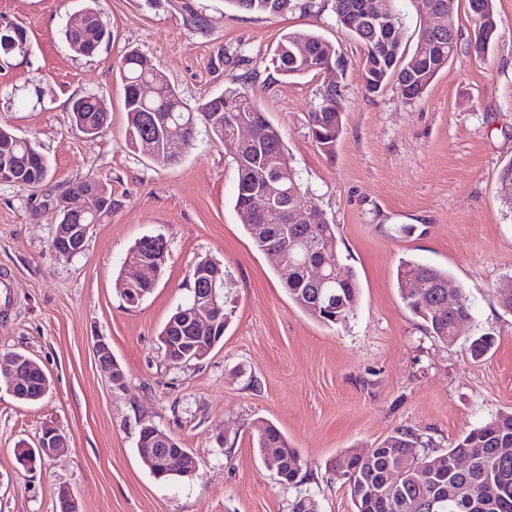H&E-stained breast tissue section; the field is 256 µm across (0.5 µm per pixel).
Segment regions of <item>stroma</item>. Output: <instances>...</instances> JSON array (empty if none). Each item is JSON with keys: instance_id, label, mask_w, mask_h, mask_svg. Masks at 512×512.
Listing matches in <instances>:
<instances>
[{"instance_id": "1", "label": "stroma", "mask_w": 512, "mask_h": 512, "mask_svg": "<svg viewBox=\"0 0 512 512\" xmlns=\"http://www.w3.org/2000/svg\"><path fill=\"white\" fill-rule=\"evenodd\" d=\"M334 0L278 16L238 12L228 0H99L109 33L90 57L63 29L81 0H0V20L22 26L29 50L0 57V126L31 139L49 162L40 188L0 183V352L38 362L47 396L18 403L0 383V512H59L68 488L79 512H353L333 462L368 451L396 430L431 448L454 447L470 430L512 411V312L498 288L512 277V206L498 174L512 161V0H494L500 33L485 57L460 48L422 98L395 84L366 93L363 49L336 22ZM207 20L188 25L189 13ZM313 29L332 41L343 68L288 78L270 54L281 36ZM154 60L189 107L238 86L277 125L307 193L335 224L338 250L356 272V311L319 323L288 297L272 257L259 251L235 208L237 172L222 143L199 136L175 165L129 149L116 72L129 50ZM336 82L345 124L334 156L313 143L309 114ZM104 99L110 124L95 137L75 130L72 101ZM112 191V214L91 225L73 257L52 247L53 206L73 184ZM168 245L156 288L128 306L116 282L145 235ZM231 275L224 338L203 361L168 364L158 334L189 297L201 258ZM449 270L475 318L443 344L404 304L400 261ZM493 338L473 356V337ZM104 337L122 368L115 384L95 356ZM276 425L302 471L281 484L255 450L256 426ZM151 423L191 449L189 478L156 480L137 451ZM67 438L64 452L26 469L20 443L44 426Z\"/></svg>"}]
</instances>
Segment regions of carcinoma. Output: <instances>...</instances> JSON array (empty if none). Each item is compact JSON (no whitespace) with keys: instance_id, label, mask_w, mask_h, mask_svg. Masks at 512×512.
<instances>
[{"instance_id":"1","label":"carcinoma","mask_w":512,"mask_h":512,"mask_svg":"<svg viewBox=\"0 0 512 512\" xmlns=\"http://www.w3.org/2000/svg\"><path fill=\"white\" fill-rule=\"evenodd\" d=\"M239 11L257 15H283L299 7L312 8L310 4L299 5L298 0H229ZM438 8L429 12L418 8L426 18L415 48L408 53L401 44L391 45L394 64L390 68L382 65L386 49V28L400 27V14L394 12L385 23L369 21L357 12L359 0H334V12L338 24L364 47V71L370 80L380 86L393 81L408 99L422 97L439 71L420 72L421 63L416 56L421 44L437 43L448 48V33L458 34L456 27H448V16L454 15L456 0H427ZM85 18L97 27L101 38L108 37L97 9V0H84L80 8ZM478 29L475 38L482 41L483 52L498 36L499 22L494 12L493 0H486V15H476ZM64 40L74 53L91 56L100 43L86 42L81 32L70 25L63 31ZM278 44L293 49L301 45L305 50L324 59L342 58L336 45L313 30H298L285 33ZM270 63L282 75L301 77L305 72L293 65L289 58H272ZM119 78L124 91V110L127 114L125 138L131 150H138V141L146 133L153 135L156 152L151 160L158 166L178 163L195 146L197 125L203 124L207 135L224 144L231 154L237 171V195L235 207L258 208L252 201L247 187L264 183L288 165V151L280 129L266 121L268 135L262 143L253 147L234 140L233 127L225 121V113L213 112L212 99L208 98L194 110L187 107L180 93L168 79L159 84L158 96L144 104L134 100L136 84L153 75L148 57L131 51L118 66ZM224 94L241 101L239 111L234 113L236 121H251L265 113L257 101L246 90L227 88ZM171 116V123L189 125L178 149L174 150L164 127L149 121L152 112ZM72 118L76 128L86 134H99L108 119V108L96 96H84L73 102ZM344 112L342 97L320 92V103L311 112L309 129L315 145L331 156L343 131ZM16 181L22 188H35L45 182L49 164L35 143L24 137L11 148ZM288 184L282 188V198L274 205L261 209L256 225H245L255 246L264 252H284L293 270L283 279L289 299L310 318L325 325L339 324L354 314L359 300V283L355 271L347 265L336 248V225L327 221L310 224L304 228L293 223L292 212L299 205L302 185L295 172L288 170ZM501 193L512 203V162L505 164L499 177ZM324 257L330 263H338L342 275L324 285L309 278L302 266L306 257ZM410 279H417L425 286V301L401 293L406 307L420 317L432 336L448 343L456 339L453 327L457 320L472 318V308L463 288H456L461 303L452 310L439 307L436 299L448 300V285L453 283L448 270L422 264L412 260L401 262L397 271L399 289ZM334 296L340 308L318 313L317 300ZM255 448L264 454L267 448H277L281 453L283 472L280 479L291 483L295 473L302 470L301 460L279 428L269 423L256 430ZM466 456L469 467L454 468L452 460ZM401 460L410 461L408 468L396 486L389 482V475ZM337 479L350 490L354 512H512V412L499 414L486 424L465 435L455 447L442 453L432 454L425 448L419 435L408 431H397L382 443L381 448L370 457L346 454L336 462Z\"/></svg>"}]
</instances>
